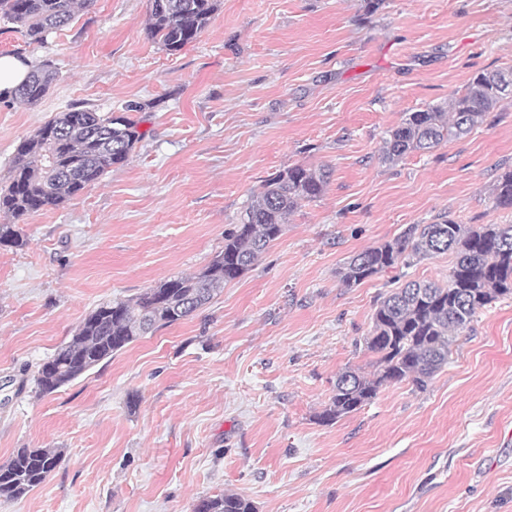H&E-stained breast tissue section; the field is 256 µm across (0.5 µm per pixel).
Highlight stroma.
Returning <instances> with one entry per match:
<instances>
[{"label":"stroma","mask_w":512,"mask_h":512,"mask_svg":"<svg viewBox=\"0 0 512 512\" xmlns=\"http://www.w3.org/2000/svg\"><path fill=\"white\" fill-rule=\"evenodd\" d=\"M149 0H96L46 43L0 18V54L58 74L35 105L0 101V184L21 141L79 104L144 105L129 161L0 246V465L55 448L57 468L0 512H193L245 495L256 512H512V297L479 312L426 389L386 386L323 424L339 372L375 370L363 339L381 293L446 283L452 254L355 288L339 273L409 224H512V98L460 140L383 162L407 113L512 67V0H219L176 53ZM295 164L323 195L200 310L41 396L33 375L99 305L201 271L250 194ZM494 204L499 208H512V169L498 177L492 187ZM194 512H255L253 503L243 495L222 492L200 499Z\"/></svg>","instance_id":"1"}]
</instances>
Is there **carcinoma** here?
Here are the masks:
<instances>
[{
    "mask_svg": "<svg viewBox=\"0 0 512 512\" xmlns=\"http://www.w3.org/2000/svg\"><path fill=\"white\" fill-rule=\"evenodd\" d=\"M96 0H0V16L17 26L29 43L41 42ZM218 0H150L147 34L165 50L176 52L209 25ZM56 71L48 63L31 70L15 98L35 104L49 91ZM512 95V70L475 75L448 107L410 112L384 140L382 157L397 161L412 152H427L448 140L461 139L483 124L501 101ZM101 114L73 105L20 142L11 175L0 187V245L22 246L18 227L32 213L55 208L98 184L114 166L129 161L135 145L148 135L139 131L131 112ZM331 172L294 165L263 180L250 197L240 222L224 235V250L203 270L171 277L139 295L98 306L71 338L41 364L35 384L48 395L71 383L139 337L185 319L202 308L224 284L238 279L284 232L286 216L304 202L319 198ZM495 206L512 208V169L492 187ZM454 254L448 284L409 282L379 299L366 349L376 356L370 376L345 370L336 379L331 403L320 415L329 424L358 411L387 385L427 386L448 365L459 334L479 310L512 294V224H409L394 239L354 255L340 272L345 288L430 256ZM52 448H20L0 466V496L20 499L41 485L57 467ZM194 512H255L238 493L222 492L200 499Z\"/></svg>",
    "mask_w": 512,
    "mask_h": 512,
    "instance_id": "cac0c4a2",
    "label": "carcinoma"
}]
</instances>
